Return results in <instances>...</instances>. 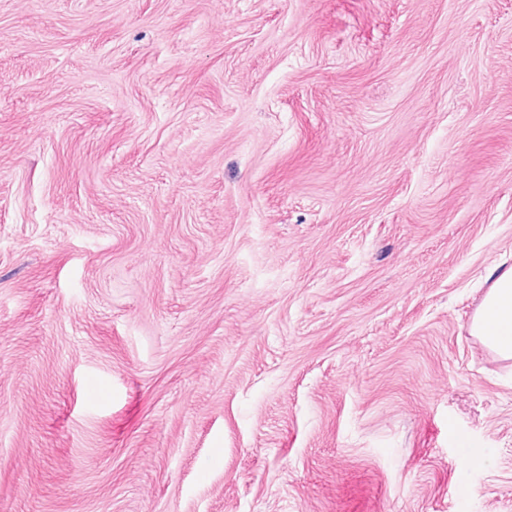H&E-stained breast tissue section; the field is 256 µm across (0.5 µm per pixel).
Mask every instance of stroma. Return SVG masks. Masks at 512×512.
Here are the masks:
<instances>
[{
  "mask_svg": "<svg viewBox=\"0 0 512 512\" xmlns=\"http://www.w3.org/2000/svg\"><path fill=\"white\" fill-rule=\"evenodd\" d=\"M497 265L512 0H0V512H512ZM489 288L471 323V333L489 350L512 358V268L488 272Z\"/></svg>",
  "mask_w": 512,
  "mask_h": 512,
  "instance_id": "stroma-1",
  "label": "stroma"
}]
</instances>
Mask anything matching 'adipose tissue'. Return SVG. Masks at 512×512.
Masks as SVG:
<instances>
[{
  "label": "adipose tissue",
  "mask_w": 512,
  "mask_h": 512,
  "mask_svg": "<svg viewBox=\"0 0 512 512\" xmlns=\"http://www.w3.org/2000/svg\"><path fill=\"white\" fill-rule=\"evenodd\" d=\"M489 288L471 323V333L498 356L512 358V268L490 269Z\"/></svg>",
  "instance_id": "adipose-tissue-1"
}]
</instances>
